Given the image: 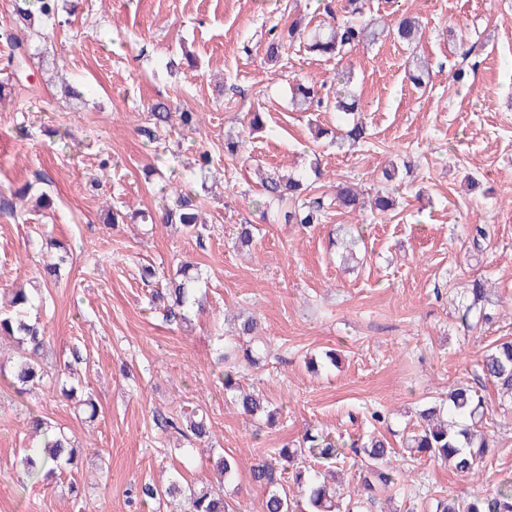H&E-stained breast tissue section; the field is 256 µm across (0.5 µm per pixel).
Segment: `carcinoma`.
I'll return each instance as SVG.
<instances>
[{"label": "carcinoma", "instance_id": "carcinoma-1", "mask_svg": "<svg viewBox=\"0 0 512 512\" xmlns=\"http://www.w3.org/2000/svg\"><path fill=\"white\" fill-rule=\"evenodd\" d=\"M60 0H14V12L19 23L28 28L46 26L56 21ZM341 10L346 13L339 18L331 9H325L329 21L309 30L295 20L279 30L271 29L272 38L267 46L270 60L279 58L282 49L296 42H305L307 51L330 58L348 54L356 46L369 41L374 33L365 25L356 23V16L363 14L364 0H341ZM393 38L413 45L419 42V29L411 17L401 18L393 29ZM11 48L9 63L23 65L29 58L28 47L17 36L6 35ZM351 75L346 71L337 73L334 108L338 114L336 139L358 143L366 139L367 130L363 123L349 122L346 116L356 108V96L351 93ZM295 109L306 112L311 106H323L324 99L318 96L315 86L296 83L291 98ZM149 124L139 128L142 137L150 142L161 140L162 133L172 129L171 106L164 100L156 99L148 104ZM309 175L298 173L284 178L276 173L267 174L262 182L260 198L265 205L274 202H288L283 211L286 224H300L310 227L320 224L330 209L336 207L347 213L364 209L363 193L353 183L339 184L331 197H313L307 193ZM199 196L179 186H173L165 196L162 219L164 224H179L190 235L201 236L206 226L198 223ZM194 268L190 261L182 263L176 276L171 278L164 290H154L152 297L159 302L166 301L170 316L185 320L183 310L193 304H200L192 288L195 278L189 275ZM40 299V289L18 290L0 304V338L9 337L25 347L29 354L19 357L10 367L0 364V378L22 393L28 387L43 379V370L37 357L47 343L45 329L30 322L25 316L27 308ZM485 288L481 280H475L470 290V299L463 305L461 322L463 329L470 332L480 324L494 321L495 314L482 305ZM224 365L219 380L224 392L231 397L243 416L257 419L262 415L271 418L274 413L267 410V404L258 394L240 388V364L229 362L228 354L218 357ZM483 378L492 381L512 404V339L499 340L486 349L478 363ZM488 409L478 391L463 383L448 387V400L430 403L418 412L417 433L405 443L409 454H420L448 465L456 474L474 479L479 476L484 456L492 444L478 426L482 425ZM34 431H43L40 445L24 450L21 458L23 472L29 478L42 474L45 461L51 460L53 475L74 464L76 448L74 441L62 432L49 429L39 417L29 418ZM166 426L184 435L191 434L197 440L209 437L210 429L206 415L193 411L182 418L164 420ZM361 466L365 473L356 495L339 496L330 488V479L335 472L346 465L347 453L344 444L328 434L305 432L302 445L298 448H281L278 458L258 460L251 466V477L263 492L262 512H354L364 500L371 499L376 486L393 488L399 474L392 464L394 453L387 438L380 432L370 434L360 443ZM215 466L224 476L232 480L238 472V461L229 456L217 457ZM137 495L148 499L177 498L185 503L184 512H233V505L224 498L221 490H196L173 479L161 487L144 485ZM435 512H512V480L501 483L492 498L469 495L444 498L436 502Z\"/></svg>", "mask_w": 512, "mask_h": 512}]
</instances>
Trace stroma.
<instances>
[{
    "label": "stroma",
    "instance_id": "1",
    "mask_svg": "<svg viewBox=\"0 0 512 512\" xmlns=\"http://www.w3.org/2000/svg\"><path fill=\"white\" fill-rule=\"evenodd\" d=\"M404 12L420 20L417 48L382 36L341 58L295 45L274 62L268 31L293 19L319 24L321 0H79L77 11L60 10L57 26L30 31L17 28L12 0H0V32H19L33 55L30 78L14 77L0 39V84L9 89L0 101V194L32 186L28 201L0 212V295L42 275L43 238L70 253L29 312L49 334L43 382L21 395L0 382V512H156L131 504L129 486L176 475L195 487L215 483L217 452L239 464L225 496L239 512H261L256 460L308 430L362 435L377 409L401 444L423 401L474 381L487 346L512 336V0H365L363 17L391 26ZM472 46L484 63L457 84L452 66ZM417 56L430 74L419 86L406 76ZM341 69L352 73L368 138L340 149L315 136L335 128L334 108L296 112L290 98L298 81L334 87ZM59 73L82 101L62 99ZM161 96L198 113L200 124L171 133L159 153L137 129L147 121L143 104ZM255 111L265 132L246 127ZM238 133L246 150L227 158L224 137ZM203 148L214 182L201 197L203 238L177 224L108 226L112 207L157 215ZM314 164L323 175L312 189L326 195L345 181L375 193L384 168L396 166L394 210L334 209L304 228L281 223L278 205L256 207L259 168L287 174ZM43 193L50 204L41 208ZM356 223L359 262L346 265L334 242ZM240 224L256 227L251 248L234 245ZM478 225L487 233L479 253L471 247ZM185 260L201 271L204 304L187 324L153 308L143 280L150 267L164 282ZM477 277L488 280L499 319L466 332L457 307ZM240 315L256 317L262 343L260 366L245 369L243 383L281 408L273 426L237 413L218 381L219 339ZM76 349L79 386L97 405L92 419L62 394L59 369ZM330 350L338 366L307 370V358ZM478 391L493 411L484 429L494 439L479 479L405 457L400 488L377 490L368 512H433L436 499L491 496L512 479V409L490 383ZM195 407L210 421L206 442L159 428L157 415ZM32 415L72 437L76 468L48 481L22 474L19 454L35 444Z\"/></svg>",
    "mask_w": 512,
    "mask_h": 512
}]
</instances>
